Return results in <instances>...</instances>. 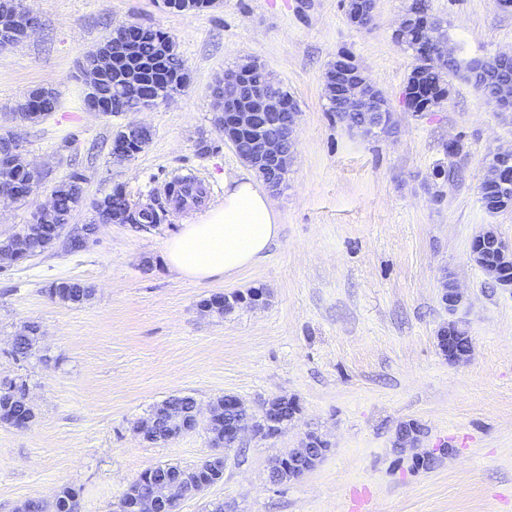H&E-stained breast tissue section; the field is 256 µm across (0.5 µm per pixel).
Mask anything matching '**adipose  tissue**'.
<instances>
[{
    "mask_svg": "<svg viewBox=\"0 0 512 512\" xmlns=\"http://www.w3.org/2000/svg\"><path fill=\"white\" fill-rule=\"evenodd\" d=\"M279 231L268 193L252 178L231 179L223 205L184 225L166 243L164 259L191 281L230 277L261 258Z\"/></svg>",
    "mask_w": 512,
    "mask_h": 512,
    "instance_id": "adipose-tissue-1",
    "label": "adipose tissue"
}]
</instances>
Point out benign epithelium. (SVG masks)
Wrapping results in <instances>:
<instances>
[{
    "label": "benign epithelium",
    "mask_w": 512,
    "mask_h": 512,
    "mask_svg": "<svg viewBox=\"0 0 512 512\" xmlns=\"http://www.w3.org/2000/svg\"><path fill=\"white\" fill-rule=\"evenodd\" d=\"M374 10L375 0H360L357 11L350 16L351 23L360 28L370 26L375 19ZM134 27L136 24L129 23L112 29V39L122 43L119 54L127 65H118L108 49L100 51L93 63L82 65L87 111H102V88L107 84L112 86V95L123 102L141 99L146 63L139 60L137 41L129 35ZM39 28V16L31 9L7 14L0 18V46L17 45ZM409 29L417 35L423 64L440 65L448 59L444 49L446 32L440 21L430 16L418 19L407 13L395 31L396 37H402V32ZM325 79L334 82L336 90L343 92L344 111L360 112L367 117L368 135L373 136L377 130L388 126L385 119V112L389 111L387 98L379 97L377 86L364 76L349 57L339 56L326 72ZM212 95L222 104V112L216 117V123L224 131V141L234 146L240 138L250 137L252 162L267 179L271 190H280L288 172L299 113H284L283 94L273 86L249 81L247 71L241 68L224 74V81L212 88ZM270 122L279 125L278 133L274 136L259 134V130ZM10 140L11 147L0 151V171L5 173L21 167L23 160L20 138L12 135ZM491 159L495 180L504 188L512 187V151L496 152ZM26 171L29 172V180L24 184L6 176L1 178L0 196L14 200L30 197L41 178L40 173L29 166ZM98 215L100 223L70 231L66 239L68 248H86L96 240L102 224L123 223V215L118 211L112 212L110 218L101 211ZM471 258L498 287L512 289V242L504 240L494 225H484L473 238ZM461 330L463 327L459 322L450 321L437 334L440 350L452 362L466 359L471 352V338L459 334ZM297 412L298 407L293 401L276 396L263 403L260 415L254 418L240 398L226 395L222 402L210 407L206 426H224L226 437L233 435L238 438L249 429L255 435L273 438L281 433L283 425L292 421ZM161 419L173 428L186 425L181 413L169 409L159 418L149 417L140 422L138 432L144 440L155 441ZM318 445L327 447L319 435L309 433L298 447L288 449L274 460V464L287 473L288 478L299 479L310 470V453ZM207 489L209 486L200 484L192 473L178 472L161 480L154 494L141 500L135 512H176L180 501L194 498Z\"/></svg>",
    "instance_id": "7a95c632"
}]
</instances>
